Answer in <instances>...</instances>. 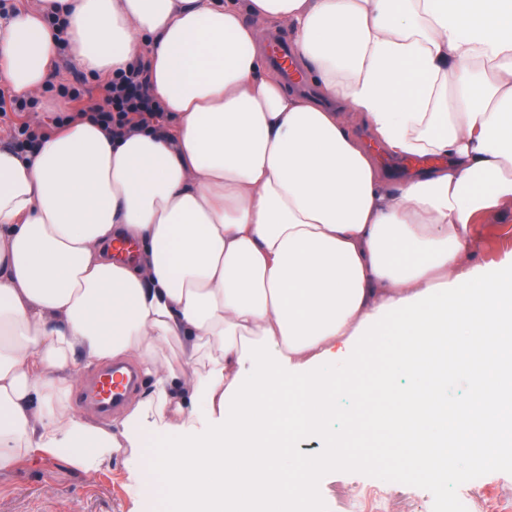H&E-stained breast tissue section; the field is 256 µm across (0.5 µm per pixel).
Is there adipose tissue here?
<instances>
[{
	"label": "adipose tissue",
	"instance_id": "obj_1",
	"mask_svg": "<svg viewBox=\"0 0 512 512\" xmlns=\"http://www.w3.org/2000/svg\"><path fill=\"white\" fill-rule=\"evenodd\" d=\"M48 12L82 68L142 61L170 124L0 147V470L126 446L156 512H288L355 461L434 480L512 458V265H464L512 201V0H33L0 38L17 93L63 51ZM249 14L293 32L321 101L267 73ZM348 110L443 165L388 185ZM107 359L149 381L111 427L66 403Z\"/></svg>",
	"mask_w": 512,
	"mask_h": 512
}]
</instances>
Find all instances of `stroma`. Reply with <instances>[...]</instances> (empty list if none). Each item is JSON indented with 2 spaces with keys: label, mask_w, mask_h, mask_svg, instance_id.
Returning <instances> with one entry per match:
<instances>
[{
  "label": "stroma",
  "mask_w": 512,
  "mask_h": 512,
  "mask_svg": "<svg viewBox=\"0 0 512 512\" xmlns=\"http://www.w3.org/2000/svg\"><path fill=\"white\" fill-rule=\"evenodd\" d=\"M81 83L95 88L98 79L67 56H59L46 87L31 98L17 123L54 132V117L72 111L59 95L61 85ZM473 265H499L512 257V205L480 215L474 226ZM130 449L115 453L109 466L95 473L47 454H36L0 472V512H153L142 489L128 479ZM471 483L485 499L463 512H512V459L474 467ZM458 494L455 486L440 490L437 483L410 477L397 480L387 469L351 463L320 475L313 496L329 512H448Z\"/></svg>",
  "instance_id": "stroma-1"
}]
</instances>
